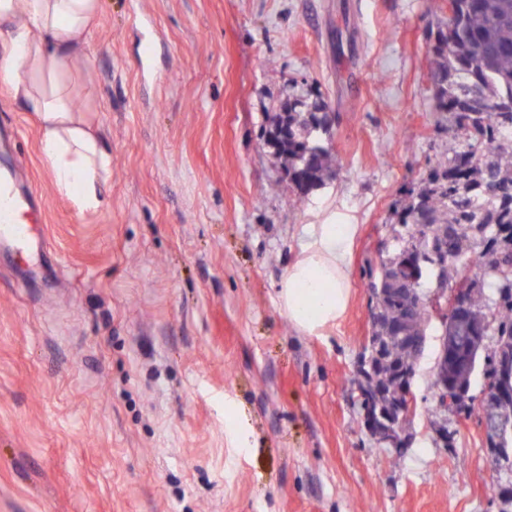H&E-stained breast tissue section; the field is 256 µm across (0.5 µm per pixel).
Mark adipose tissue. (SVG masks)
I'll use <instances>...</instances> for the list:
<instances>
[{
	"mask_svg": "<svg viewBox=\"0 0 512 512\" xmlns=\"http://www.w3.org/2000/svg\"><path fill=\"white\" fill-rule=\"evenodd\" d=\"M100 0H0V83L29 111L57 189L84 212L104 203L112 156L72 104L70 76ZM356 225L340 218L304 227L299 258L278 292L290 322L313 335L344 316L348 246Z\"/></svg>",
	"mask_w": 512,
	"mask_h": 512,
	"instance_id": "1",
	"label": "adipose tissue"
}]
</instances>
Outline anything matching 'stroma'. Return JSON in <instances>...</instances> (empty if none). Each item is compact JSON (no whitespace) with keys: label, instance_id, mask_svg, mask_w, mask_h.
<instances>
[{"label":"stroma","instance_id":"obj_1","mask_svg":"<svg viewBox=\"0 0 512 512\" xmlns=\"http://www.w3.org/2000/svg\"><path fill=\"white\" fill-rule=\"evenodd\" d=\"M73 104L112 155L103 206L57 191L0 84V176L47 249L0 246V512H501L476 418L439 413L431 334L394 461L353 403L367 260L448 146L428 55L445 0H100ZM336 166L298 199L265 144L298 88ZM359 227L350 302L308 335L278 301L303 228ZM457 433L444 448L434 429Z\"/></svg>","mask_w":512,"mask_h":512}]
</instances>
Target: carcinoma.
<instances>
[{"mask_svg": "<svg viewBox=\"0 0 512 512\" xmlns=\"http://www.w3.org/2000/svg\"><path fill=\"white\" fill-rule=\"evenodd\" d=\"M453 16L439 29L432 56L435 109L440 130L457 143L410 189L391 223L392 252L369 267L370 306L378 319L372 335L383 345L357 386L375 397L374 414L398 401L403 374H415L434 315L427 284L436 269L410 272L401 258L416 248L443 246L454 278L448 288L467 289L463 314L442 323L446 345L438 369L448 385L470 392L482 371L490 387L501 383L506 399L483 397L448 412L478 420L495 414L512 424V0H451ZM329 104L298 90L270 117L288 126L273 146L288 174V187L304 195L333 170L323 113Z\"/></svg>", "mask_w": 512, "mask_h": 512, "instance_id": "obj_1", "label": "carcinoma"}]
</instances>
